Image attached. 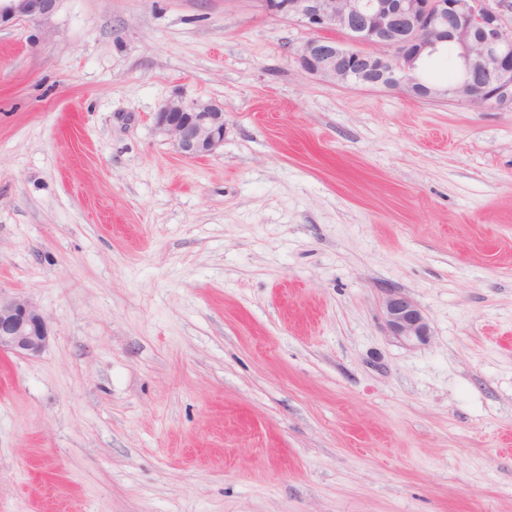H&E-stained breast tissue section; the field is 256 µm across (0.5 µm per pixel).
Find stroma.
Listing matches in <instances>:
<instances>
[{"label": "stroma", "mask_w": 512, "mask_h": 512, "mask_svg": "<svg viewBox=\"0 0 512 512\" xmlns=\"http://www.w3.org/2000/svg\"><path fill=\"white\" fill-rule=\"evenodd\" d=\"M256 0L0 31V512H512V112L333 85ZM224 107L182 157L167 99ZM408 294L432 336L383 322ZM382 312L387 332L405 342H426L430 327L419 305L399 291H387ZM49 336L48 322L34 302L24 295L0 293V352L36 357Z\"/></svg>", "instance_id": "stroma-1"}]
</instances>
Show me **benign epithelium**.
Returning a JSON list of instances; mask_svg holds the SVG:
<instances>
[{
    "label": "benign epithelium",
    "mask_w": 512,
    "mask_h": 512,
    "mask_svg": "<svg viewBox=\"0 0 512 512\" xmlns=\"http://www.w3.org/2000/svg\"><path fill=\"white\" fill-rule=\"evenodd\" d=\"M58 0H0V28L19 19L37 20ZM262 10L296 22L312 37L294 58L310 75L336 82L384 88L422 100H455L512 112V26L503 11L512 0H260ZM339 33L344 40L329 37ZM453 48L451 82L422 78L423 68ZM154 124L178 153L209 156L224 144V107L209 101L170 98L154 113ZM387 332L405 342H425L430 327L408 295L388 291L383 300ZM50 330L38 306L20 294L0 295V352L36 357Z\"/></svg>",
    "instance_id": "obj_1"
}]
</instances>
